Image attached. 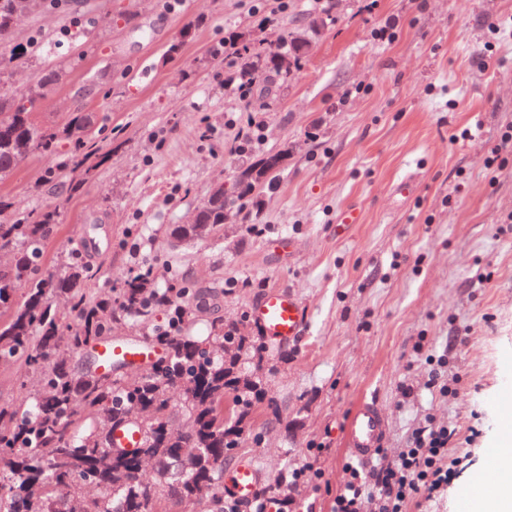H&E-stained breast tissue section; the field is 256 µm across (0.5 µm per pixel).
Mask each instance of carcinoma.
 Segmentation results:
<instances>
[{
  "label": "carcinoma",
  "instance_id": "1",
  "mask_svg": "<svg viewBox=\"0 0 512 512\" xmlns=\"http://www.w3.org/2000/svg\"><path fill=\"white\" fill-rule=\"evenodd\" d=\"M15 19V0H0L1 45L12 41ZM73 24L71 40L84 46L97 37L95 23L79 17ZM322 25L313 17L276 46L247 45L244 33H236L210 58L232 70L236 83L251 90L262 83L268 91L288 84ZM65 75V67L47 63L23 93L0 91V182L28 158L48 156L57 160L44 175L52 183L81 150L96 148L94 84L77 91L79 103L64 118H35V103L54 93ZM288 155L286 148L265 151L248 166L249 179L236 176L229 189L216 188L196 208L195 223L207 226V237L224 231L226 208L247 224L256 222L254 199L279 176L284 164L278 160ZM59 217L54 207L17 219L9 198L0 195V249L13 252L11 264L0 266V360L23 364L39 377L33 396L0 401V512H157L164 497L191 512H224V461L250 435L254 408L265 399L241 363L274 368L263 337L227 330L221 318L210 320L204 335L191 334L190 316L203 309L208 293L174 281L158 288L149 268L97 294L84 288L91 270L79 253L64 273L41 272L44 244ZM22 281L28 288L20 295ZM156 312L164 314V324H151ZM121 320L164 356L130 373H76L72 358L111 339ZM178 388L187 394L179 406L173 398ZM177 406L181 424L174 431ZM127 423L146 431L144 447L111 446L112 428ZM142 454L159 474L153 484L142 479Z\"/></svg>",
  "mask_w": 512,
  "mask_h": 512
}]
</instances>
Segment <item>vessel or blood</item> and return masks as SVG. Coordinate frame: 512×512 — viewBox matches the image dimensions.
Returning <instances> with one entry per match:
<instances>
[{
  "label": "vessel or blood",
  "instance_id": "obj_1",
  "mask_svg": "<svg viewBox=\"0 0 512 512\" xmlns=\"http://www.w3.org/2000/svg\"><path fill=\"white\" fill-rule=\"evenodd\" d=\"M251 316L264 334L281 341H293L305 323V310L301 302L288 290L275 288L251 308ZM157 350L133 343H114L96 349L99 370H110L112 365L124 362L143 365L154 357ZM386 437V424L377 405L371 401L360 402L351 412L344 432L346 451L355 460L371 462ZM145 435L140 427L130 426L114 430L112 445L116 448L143 446ZM261 483V473L254 461L241 460L230 475L224 478L226 497L242 502L252 501Z\"/></svg>",
  "mask_w": 512,
  "mask_h": 512
}]
</instances>
